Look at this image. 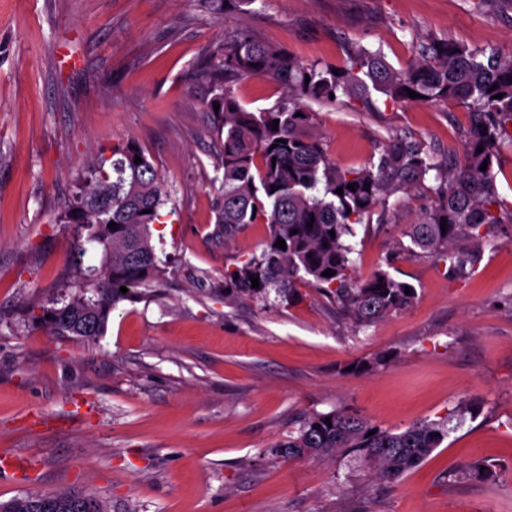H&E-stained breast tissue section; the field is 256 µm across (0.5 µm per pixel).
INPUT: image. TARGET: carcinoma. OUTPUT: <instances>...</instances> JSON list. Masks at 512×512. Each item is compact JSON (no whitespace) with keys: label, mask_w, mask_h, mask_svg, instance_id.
<instances>
[{"label":"carcinoma","mask_w":512,"mask_h":512,"mask_svg":"<svg viewBox=\"0 0 512 512\" xmlns=\"http://www.w3.org/2000/svg\"><path fill=\"white\" fill-rule=\"evenodd\" d=\"M199 2L208 12L222 14L255 0ZM212 67L223 78L257 77L284 91L281 101L252 111L219 82L206 103L221 137L223 183L216 223L224 225L226 238L245 224H267L270 230L260 255L229 277V297L264 298L272 288L292 303L300 299L295 282L301 281L336 301L358 326L367 327L409 307L416 289L405 294L408 282L383 269L367 278L356 276L348 243L353 225L375 214L378 222L386 221L391 196L407 195L428 181L431 204L413 224L410 244L400 249L440 253L454 271L465 262L462 243L488 241L503 223L494 160L504 144L512 145V52L432 38L401 68L383 52L359 45L349 49L341 66L303 64L282 48L240 33L224 43V53ZM410 90L418 97H409ZM375 93L394 102L468 104L463 162L444 165L426 143L394 136L362 167L338 169L321 140L303 131L311 119L306 102L345 98L368 108ZM215 102L220 104L217 111ZM137 156L142 159L138 164ZM350 184L352 191L347 189ZM339 188L341 195L336 193ZM167 197L154 165L134 142L112 148V161L101 158L91 164L86 188L58 218L61 224H79L86 231L72 250L79 294L49 301L42 318L46 330L94 341L103 335L117 303L152 291L165 268L150 225L160 219ZM309 221L313 226H307ZM112 222L114 229L108 228ZM293 229L297 233H291ZM280 239L285 240L284 250L275 246ZM89 251L102 253L100 266L83 267ZM328 269L333 270L330 277L323 275ZM256 277L259 287L254 288L251 279ZM122 286L127 293L120 292ZM479 408L475 401L466 402L442 421L414 423L403 430L382 428L347 411L314 413L266 454L292 459L343 453L375 478L394 483L448 438L451 421L460 426L465 414ZM43 497L52 503L49 512H108L100 498L69 491L29 494L4 505L11 512H43L36 507Z\"/></svg>","instance_id":"1"}]
</instances>
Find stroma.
Instances as JSON below:
<instances>
[{
  "mask_svg": "<svg viewBox=\"0 0 512 512\" xmlns=\"http://www.w3.org/2000/svg\"><path fill=\"white\" fill-rule=\"evenodd\" d=\"M240 31L306 64L341 65L361 45L398 67L433 36L511 50L512 0H256L221 16L198 0H0V452L28 461L0 472V502L71 490L108 512H512V243L476 247L461 274L398 252L430 204L419 189L351 239L358 275L383 268L415 287L407 309L360 328L311 287L295 306L225 297L269 235L248 224L227 239L215 221L210 60ZM229 87L252 110L282 97L257 78ZM309 110L343 169L396 135L463 159L456 101ZM128 142L168 192L151 231L169 268L96 341L51 335L38 322L73 279L79 231L57 216L90 158ZM469 401L479 412L394 486L348 457L266 454L315 412L400 429ZM474 461L493 477L461 478Z\"/></svg>",
  "mask_w": 512,
  "mask_h": 512,
  "instance_id": "1",
  "label": "stroma"
}]
</instances>
